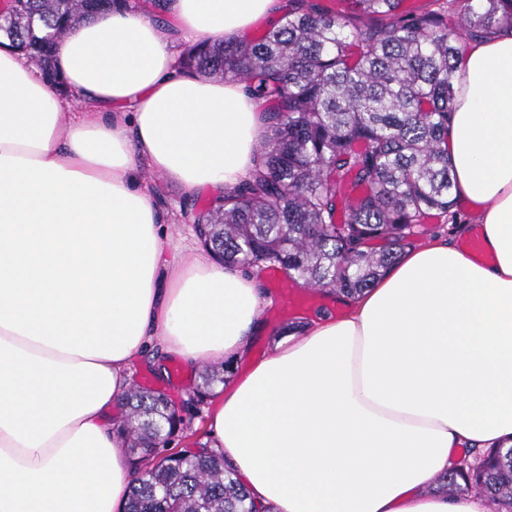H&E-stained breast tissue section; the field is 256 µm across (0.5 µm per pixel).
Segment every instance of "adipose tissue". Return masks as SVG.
<instances>
[{"instance_id":"obj_1","label":"adipose tissue","mask_w":512,"mask_h":512,"mask_svg":"<svg viewBox=\"0 0 512 512\" xmlns=\"http://www.w3.org/2000/svg\"><path fill=\"white\" fill-rule=\"evenodd\" d=\"M168 8L178 31L125 9L71 27L56 86L0 46V512H123L112 408L135 359L240 360L263 331L261 281L170 250L138 174L188 199L249 178L263 114L243 84L180 72L173 35L219 44L283 2ZM458 80L453 192L493 260L443 237L409 249L221 387L208 446L261 512H487L428 486L460 446H512V32L462 44Z\"/></svg>"}]
</instances>
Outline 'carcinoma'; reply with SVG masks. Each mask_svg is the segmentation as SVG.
Masks as SVG:
<instances>
[{"label": "carcinoma", "mask_w": 512, "mask_h": 512, "mask_svg": "<svg viewBox=\"0 0 512 512\" xmlns=\"http://www.w3.org/2000/svg\"><path fill=\"white\" fill-rule=\"evenodd\" d=\"M341 9L289 0L264 35L202 41L179 65L244 84L270 103L256 172L195 214L203 246L245 271H280L302 287L355 299L396 263L430 219L448 223L453 175L448 127L461 52L458 33L512 30V0H450L419 12L406 0H344ZM129 0L6 3L5 37L53 84L59 39L90 15ZM182 408L162 391L133 386L113 426L128 443L125 512H253L224 455L194 426L224 381L204 368ZM189 441L178 452L174 441ZM476 492L512 507V447L478 466L462 460L436 491Z\"/></svg>", "instance_id": "carcinoma-1"}]
</instances>
